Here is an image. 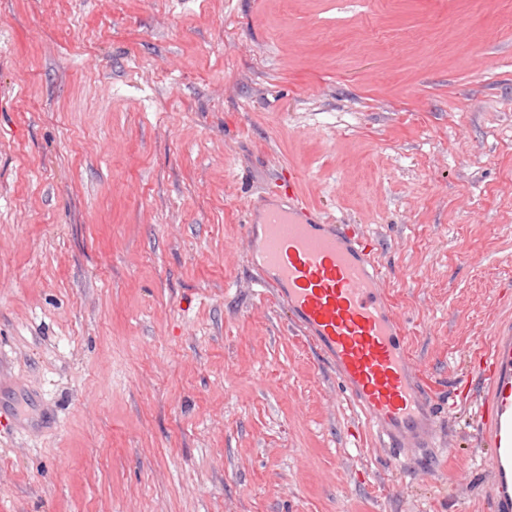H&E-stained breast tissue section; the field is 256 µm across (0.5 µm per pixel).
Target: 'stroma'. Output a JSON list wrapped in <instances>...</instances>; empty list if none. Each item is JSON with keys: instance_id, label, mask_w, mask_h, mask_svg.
Wrapping results in <instances>:
<instances>
[{"instance_id": "35a3bbf8", "label": "stroma", "mask_w": 512, "mask_h": 512, "mask_svg": "<svg viewBox=\"0 0 512 512\" xmlns=\"http://www.w3.org/2000/svg\"><path fill=\"white\" fill-rule=\"evenodd\" d=\"M373 240L440 445L255 293L247 201ZM512 0H0V512H494Z\"/></svg>"}]
</instances>
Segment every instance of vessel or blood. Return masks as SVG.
Instances as JSON below:
<instances>
[{
	"mask_svg": "<svg viewBox=\"0 0 512 512\" xmlns=\"http://www.w3.org/2000/svg\"><path fill=\"white\" fill-rule=\"evenodd\" d=\"M246 256L261 288L328 360L344 389L393 453L429 448L438 419L404 347L400 316L382 287L384 273L344 225L319 217L302 196L267 204L248 225ZM485 376L490 414L481 428L497 512H512V331L500 330Z\"/></svg>",
	"mask_w": 512,
	"mask_h": 512,
	"instance_id": "obj_1",
	"label": "vessel or blood"
}]
</instances>
